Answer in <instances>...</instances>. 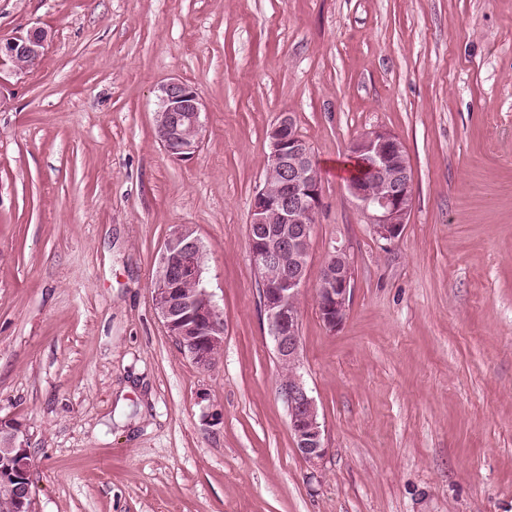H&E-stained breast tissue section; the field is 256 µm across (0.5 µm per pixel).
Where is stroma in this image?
<instances>
[{
	"label": "stroma",
	"instance_id": "stroma-1",
	"mask_svg": "<svg viewBox=\"0 0 512 512\" xmlns=\"http://www.w3.org/2000/svg\"><path fill=\"white\" fill-rule=\"evenodd\" d=\"M31 26L39 67L0 87V419L28 441L33 512H512V0H0L1 39ZM172 78L205 103L188 162L154 126ZM285 111L323 177L300 298L315 465L248 249ZM378 127L414 180L391 242L343 170ZM181 225L224 320L206 370L153 300ZM339 244L333 331L315 288ZM354 289L352 260L346 248L336 247L323 264L316 301L324 324L336 330L346 319Z\"/></svg>",
	"mask_w": 512,
	"mask_h": 512
}]
</instances>
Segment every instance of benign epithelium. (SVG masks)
Wrapping results in <instances>:
<instances>
[{"mask_svg":"<svg viewBox=\"0 0 512 512\" xmlns=\"http://www.w3.org/2000/svg\"><path fill=\"white\" fill-rule=\"evenodd\" d=\"M48 32L40 27L19 31L0 40V84L6 76L26 74L40 64ZM198 87L172 78L158 88L155 124L161 144L176 161L194 158L203 143ZM267 176L250 205L249 250L258 274L280 271L263 289L262 306L276 359L286 368L278 389L288 408L295 451L308 463L321 461L326 448L316 400L300 373L299 301L306 287L310 239L322 205V176L309 142L291 113H281L268 132ZM353 158L347 189L383 240L399 237L413 206V182L404 161V146L393 132L377 128L349 147ZM283 225L280 235L267 237L268 225ZM203 249L193 230L181 226L167 238L158 263L154 302L169 335L188 357L207 369L224 346L222 312L203 282ZM194 286L188 293L185 287ZM354 289L352 260L346 248L331 252L323 264L316 301L324 324L331 330L346 319ZM30 451L21 425L0 420V499L11 501V512H31L28 483Z\"/></svg>","mask_w":512,"mask_h":512,"instance_id":"obj_1","label":"benign epithelium"}]
</instances>
